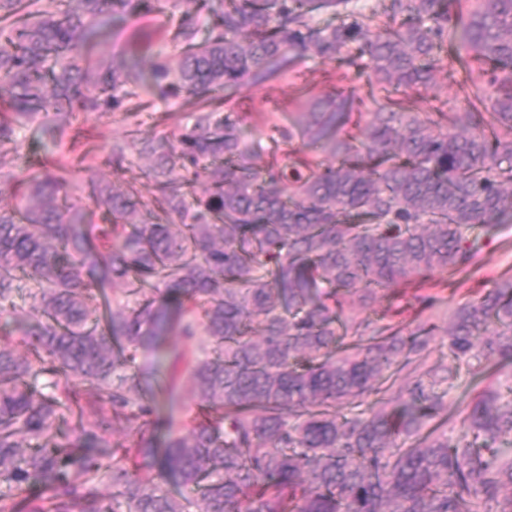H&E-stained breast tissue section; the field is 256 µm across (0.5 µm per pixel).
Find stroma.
<instances>
[{
    "label": "stroma",
    "mask_w": 512,
    "mask_h": 512,
    "mask_svg": "<svg viewBox=\"0 0 512 512\" xmlns=\"http://www.w3.org/2000/svg\"><path fill=\"white\" fill-rule=\"evenodd\" d=\"M166 19L157 14L129 18L113 28L109 37L112 53L122 52L134 39L149 43L150 51L167 59H176L179 46L165 39ZM353 92L362 99V112H369L374 102L363 78L354 73H341L336 63L307 58L300 61L288 74L280 79L244 89L236 98L233 107L246 118L247 132L251 140L262 145L264 152L261 161L271 160L276 145L273 141L274 124H285L289 113L306 112L311 108L310 100L336 90ZM125 112H86L64 139L65 145L73 146L75 152H82L85 145L96 148L99 158H106L113 140L120 138L126 128ZM512 275V224L504 227L500 235L490 242L479 254L475 265L464 275L448 278L444 273H433L424 284L423 293L438 297L434 308L438 322H447L452 310L475 296L492 288L494 282L505 275ZM158 363V375H147L142 384L148 396L157 398L155 433L159 438H167L170 431L180 430L196 411L197 399L186 388L180 389L176 405H168L160 399L159 376L167 375L171 369L165 352L152 357Z\"/></svg>",
    "instance_id": "obj_1"
}]
</instances>
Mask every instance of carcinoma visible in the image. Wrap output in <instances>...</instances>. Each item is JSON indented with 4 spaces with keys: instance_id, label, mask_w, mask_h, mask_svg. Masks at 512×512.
<instances>
[{
    "instance_id": "carcinoma-1",
    "label": "carcinoma",
    "mask_w": 512,
    "mask_h": 512,
    "mask_svg": "<svg viewBox=\"0 0 512 512\" xmlns=\"http://www.w3.org/2000/svg\"><path fill=\"white\" fill-rule=\"evenodd\" d=\"M164 10L176 62L148 80L140 50L105 57L119 17ZM306 58L384 101L351 135L361 100H317L258 165L228 105ZM460 67L462 111L418 110ZM149 83L195 111L113 142L104 163L146 160L144 181L81 187L36 155L0 207V317L26 347L0 346V512H512V386L465 393L453 437L446 404L461 366L512 367V275L446 327L373 309L512 224V0H0V171L20 130L45 150ZM171 331L198 355L172 351L164 391L198 412L161 452L141 375Z\"/></svg>"
}]
</instances>
